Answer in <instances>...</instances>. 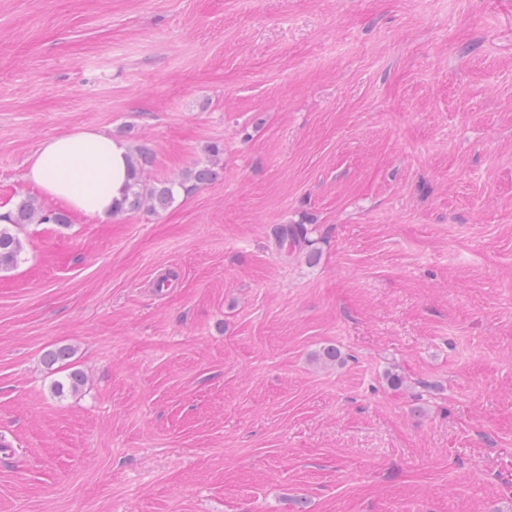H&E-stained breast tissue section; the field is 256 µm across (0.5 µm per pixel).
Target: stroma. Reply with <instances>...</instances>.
I'll return each instance as SVG.
<instances>
[{"label":"stroma","instance_id":"obj_1","mask_svg":"<svg viewBox=\"0 0 512 512\" xmlns=\"http://www.w3.org/2000/svg\"><path fill=\"white\" fill-rule=\"evenodd\" d=\"M86 127L224 154L26 226L0 512H512V0H0V201Z\"/></svg>","mask_w":512,"mask_h":512}]
</instances>
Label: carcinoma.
<instances>
[{"mask_svg": "<svg viewBox=\"0 0 512 512\" xmlns=\"http://www.w3.org/2000/svg\"><path fill=\"white\" fill-rule=\"evenodd\" d=\"M151 164L152 156L146 151L129 156L131 182L124 202L117 212L164 211L172 206L179 192L188 193L212 180L214 176L210 166L204 165L189 168L174 179L149 182L144 174ZM68 223L69 217L65 212L52 210L35 198L21 197L16 203L11 222L0 224V272L17 266L21 260L24 252L22 232L25 225H66ZM82 382V373L72 370L64 376L63 380L55 382L54 392L61 395L66 390L75 391Z\"/></svg>", "mask_w": 512, "mask_h": 512, "instance_id": "obj_1", "label": "carcinoma"}]
</instances>
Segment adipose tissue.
<instances>
[{
  "label": "adipose tissue",
  "instance_id": "adipose-tissue-1",
  "mask_svg": "<svg viewBox=\"0 0 512 512\" xmlns=\"http://www.w3.org/2000/svg\"><path fill=\"white\" fill-rule=\"evenodd\" d=\"M26 182L46 200L104 218L123 202L130 182L125 142L87 128L43 141L28 161Z\"/></svg>",
  "mask_w": 512,
  "mask_h": 512
}]
</instances>
